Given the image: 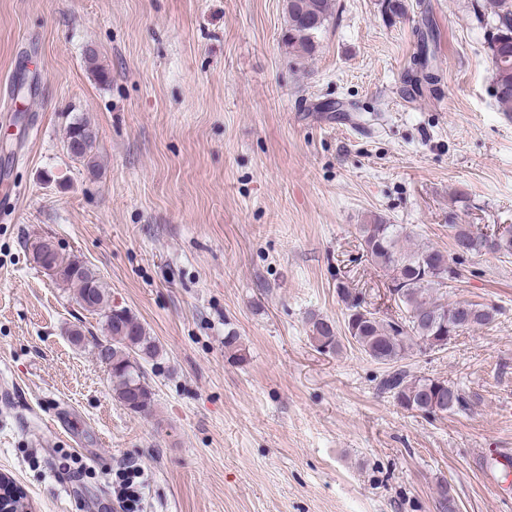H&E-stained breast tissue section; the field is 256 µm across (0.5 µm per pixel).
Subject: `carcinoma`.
Here are the masks:
<instances>
[{
  "instance_id": "cac0c4a2",
  "label": "carcinoma",
  "mask_w": 512,
  "mask_h": 512,
  "mask_svg": "<svg viewBox=\"0 0 512 512\" xmlns=\"http://www.w3.org/2000/svg\"><path fill=\"white\" fill-rule=\"evenodd\" d=\"M489 6L495 19V32L489 41L494 95L502 111L512 112V0H489ZM286 11L288 46L302 54L311 53L315 38L332 15L331 0H286ZM94 140L95 133L84 120L73 122L67 130V149L76 158L86 157ZM449 228L459 255L483 250L512 255V225L502 232L492 227L486 233L457 224ZM357 230L366 260L393 286L400 314L380 318L367 309L360 293L339 285L337 293L347 311L346 339L370 359L390 366L380 389L391 394L401 408L429 416L462 410L466 398L455 384L413 377L398 362L415 347L424 352L441 350L453 338L491 325L497 310L465 300L448 301V289L457 281L448 253L413 243V230L408 225L393 224L374 214ZM29 247L34 262L43 269H56L57 281L76 291L85 310L104 316L112 343L98 346V356L112 366L117 399L135 412L148 411L152 392L137 358L155 356L158 347L154 338L129 311L112 308L103 283L85 263L49 253L34 243ZM309 324L317 349H339L340 340L331 323L312 316Z\"/></svg>"
}]
</instances>
